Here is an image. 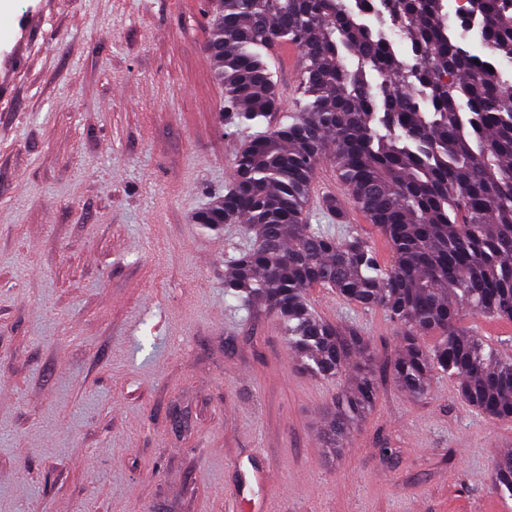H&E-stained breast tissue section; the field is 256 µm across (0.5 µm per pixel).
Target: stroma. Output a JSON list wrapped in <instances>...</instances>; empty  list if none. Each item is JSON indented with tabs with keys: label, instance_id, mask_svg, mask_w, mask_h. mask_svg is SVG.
Returning <instances> with one entry per match:
<instances>
[{
	"label": "stroma",
	"instance_id": "35a3bbf8",
	"mask_svg": "<svg viewBox=\"0 0 512 512\" xmlns=\"http://www.w3.org/2000/svg\"><path fill=\"white\" fill-rule=\"evenodd\" d=\"M215 0H42L0 63V512H486L512 422L454 382L412 400L387 375L396 327L327 288L316 313L377 353L376 406L327 459L340 389L297 369L269 312L224 297L249 238L197 222L254 134L224 122L207 45ZM309 221L370 237L313 207ZM392 456H383L384 447Z\"/></svg>",
	"mask_w": 512,
	"mask_h": 512
}]
</instances>
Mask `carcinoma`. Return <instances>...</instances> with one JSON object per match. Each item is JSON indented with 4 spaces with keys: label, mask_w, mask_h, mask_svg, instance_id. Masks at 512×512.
Masks as SVG:
<instances>
[{
    "label": "carcinoma",
    "mask_w": 512,
    "mask_h": 512,
    "mask_svg": "<svg viewBox=\"0 0 512 512\" xmlns=\"http://www.w3.org/2000/svg\"><path fill=\"white\" fill-rule=\"evenodd\" d=\"M372 2L218 0L208 46L224 120L267 127L240 148L231 187L197 222L246 225L254 245L224 274V295L276 314L301 370L325 381L352 372L326 423L333 450L375 407L378 381L364 329L312 310L309 292L320 286L398 327L391 375L406 396L422 399L446 377L473 411L512 421V356L460 320L466 308L512 321V81L462 47L445 0H384L404 53L363 23ZM471 11L490 55L512 62V0H477ZM288 43L302 55L307 100L273 122L271 50ZM326 156L388 243L389 264L361 233L336 237L309 222ZM492 472L497 493L512 499V449Z\"/></svg>",
    "instance_id": "1"
}]
</instances>
